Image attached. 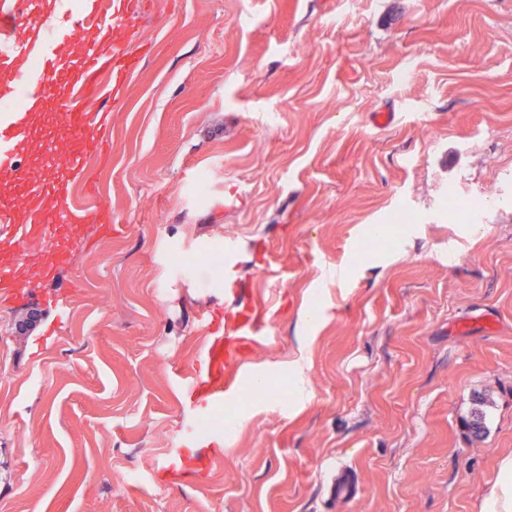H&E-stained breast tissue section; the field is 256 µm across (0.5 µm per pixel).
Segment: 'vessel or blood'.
<instances>
[{
	"label": "vessel or blood",
	"instance_id": "1",
	"mask_svg": "<svg viewBox=\"0 0 512 512\" xmlns=\"http://www.w3.org/2000/svg\"><path fill=\"white\" fill-rule=\"evenodd\" d=\"M16 8L0 10V72L8 83L0 88V175L13 178V191L0 195V240L28 241L26 254H14L0 262V299L14 295L17 272L25 261L36 260L42 249L53 250L57 262L68 256L74 232L86 218L84 209L72 204L69 189L82 178L92 157H104L99 133L106 124L104 114L88 116L77 109L79 98L93 90L119 91L132 69L138 46L123 42L118 30L129 25L134 10L132 0H87L75 11L70 0H16ZM29 18L24 35L9 36L8 28L20 18ZM90 28L91 39L75 42L76 32ZM26 59L23 67L15 59ZM108 72L105 85H97L99 72ZM75 145L66 169L53 161L48 145L60 136ZM37 139L45 143L41 153L44 177L29 180L19 170L17 157L24 144ZM235 333L251 340L264 328L249 306L237 310ZM214 382L205 393L208 401L224 397L217 377L223 370L220 349L207 352Z\"/></svg>",
	"mask_w": 512,
	"mask_h": 512
}]
</instances>
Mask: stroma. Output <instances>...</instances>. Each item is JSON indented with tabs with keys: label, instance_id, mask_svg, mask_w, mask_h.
<instances>
[{
	"label": "stroma",
	"instance_id": "stroma-1",
	"mask_svg": "<svg viewBox=\"0 0 512 512\" xmlns=\"http://www.w3.org/2000/svg\"><path fill=\"white\" fill-rule=\"evenodd\" d=\"M133 2L79 245L0 302V512H481L512 456V0ZM483 193L482 231L449 223ZM228 238L232 302L193 261ZM212 341L266 392L204 433ZM235 333L243 340H252L264 334L262 322L255 318L254 310L249 306H238ZM474 402L476 407L472 409L470 418L465 420V427L472 438L478 439L486 432V412L484 407L487 406L488 399L485 395H478Z\"/></svg>",
	"mask_w": 512,
	"mask_h": 512
}]
</instances>
